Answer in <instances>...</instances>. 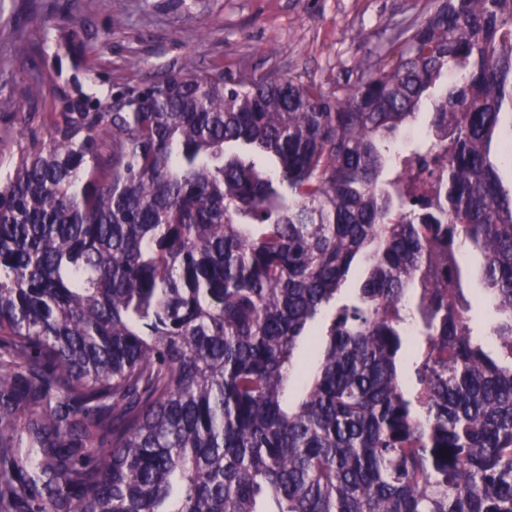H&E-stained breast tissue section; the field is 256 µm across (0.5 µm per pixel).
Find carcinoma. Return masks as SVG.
Here are the masks:
<instances>
[{"label":"carcinoma","instance_id":"1","mask_svg":"<svg viewBox=\"0 0 512 512\" xmlns=\"http://www.w3.org/2000/svg\"><path fill=\"white\" fill-rule=\"evenodd\" d=\"M28 89L0 512H512V0H430L333 84Z\"/></svg>","mask_w":512,"mask_h":512}]
</instances>
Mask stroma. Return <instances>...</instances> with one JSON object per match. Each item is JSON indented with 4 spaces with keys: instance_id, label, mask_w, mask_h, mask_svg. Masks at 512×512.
<instances>
[{
    "instance_id": "1",
    "label": "stroma",
    "mask_w": 512,
    "mask_h": 512,
    "mask_svg": "<svg viewBox=\"0 0 512 512\" xmlns=\"http://www.w3.org/2000/svg\"><path fill=\"white\" fill-rule=\"evenodd\" d=\"M427 0H7L0 10V137L18 142L23 115L42 110L26 95L31 73L95 82L106 92L142 87L186 65L347 78L395 25ZM67 36L36 51L39 22Z\"/></svg>"
}]
</instances>
